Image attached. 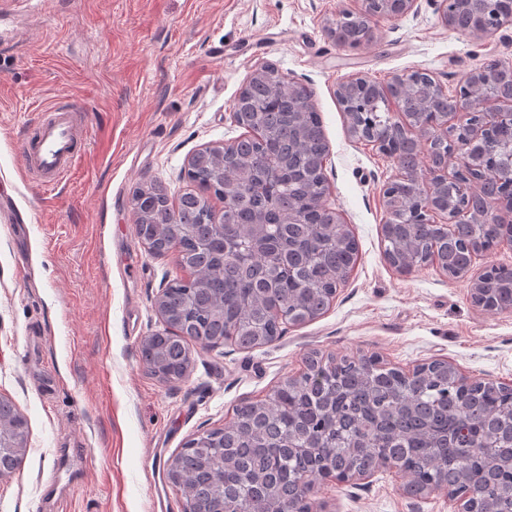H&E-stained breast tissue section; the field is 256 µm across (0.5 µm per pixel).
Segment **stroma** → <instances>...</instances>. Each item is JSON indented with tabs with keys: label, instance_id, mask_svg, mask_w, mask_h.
Segmentation results:
<instances>
[{
	"label": "stroma",
	"instance_id": "stroma-1",
	"mask_svg": "<svg viewBox=\"0 0 512 512\" xmlns=\"http://www.w3.org/2000/svg\"><path fill=\"white\" fill-rule=\"evenodd\" d=\"M359 0H30L0 11V397L29 426L15 474L0 478V512H184L169 461L233 407L267 398L323 356L377 354L408 369L435 359L470 379L512 385V311L470 300L474 278L512 266V247L476 259L463 279L384 259L383 185L397 163L352 138L336 87L361 72L380 82L425 69L447 88L490 60L512 64L506 37L476 41L445 26L430 0L375 21L373 42L337 46L339 15ZM270 63L312 93L329 143L327 203L342 213L359 259L334 302L250 349L192 347L185 378L147 371L139 345L165 324L160 288L185 277L172 254L136 233L131 198L156 181L177 201L190 156L243 133L233 104ZM84 109L86 149L47 190L26 176L21 145L43 108ZM380 469L356 485L317 482L327 512H451L443 492L408 494Z\"/></svg>",
	"mask_w": 512,
	"mask_h": 512
}]
</instances>
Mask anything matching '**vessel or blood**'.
<instances>
[{
    "label": "vessel or blood",
    "mask_w": 512,
    "mask_h": 512,
    "mask_svg": "<svg viewBox=\"0 0 512 512\" xmlns=\"http://www.w3.org/2000/svg\"><path fill=\"white\" fill-rule=\"evenodd\" d=\"M86 138L83 113L59 100L45 109L32 137L22 145L23 166L36 183L51 187L74 169Z\"/></svg>",
    "instance_id": "b4317fda"
}]
</instances>
